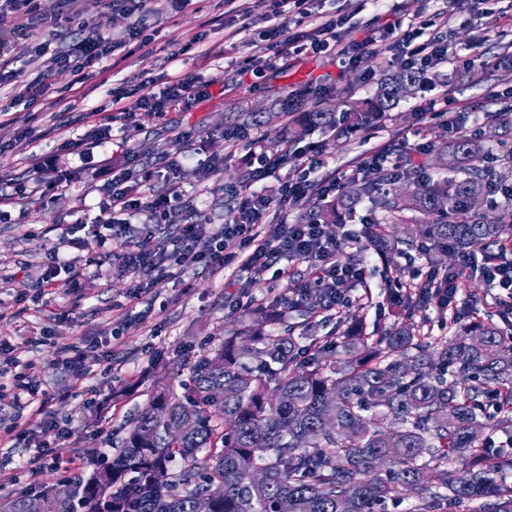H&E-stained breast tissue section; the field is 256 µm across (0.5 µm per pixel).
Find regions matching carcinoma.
I'll return each instance as SVG.
<instances>
[{
  "label": "carcinoma",
  "instance_id": "carcinoma-1",
  "mask_svg": "<svg viewBox=\"0 0 512 512\" xmlns=\"http://www.w3.org/2000/svg\"><path fill=\"white\" fill-rule=\"evenodd\" d=\"M418 82L398 69L368 108L343 119L363 125ZM307 128L343 133L335 114L319 109L304 114ZM489 128L512 131V109L491 115ZM435 143L438 176L405 158L401 175L414 189L376 195L375 181L354 184L315 206L320 222L338 223L368 197L403 226L400 236H368L389 267L402 247L422 249L421 236L440 254L499 242L512 232V210L476 209L472 198L512 187V146L501 145L494 169L483 143L464 133ZM324 298L291 288L243 307L244 326L190 362L184 392L157 391L126 423L112 457L86 478L40 491L47 512H196L203 496L212 512H384L405 498L413 512H512V458L483 436L486 428L512 435V327L478 320L442 340L408 318L374 338L353 314L338 321L333 341L315 334ZM296 310L307 316L301 327L288 322ZM258 469L267 475L262 485L250 478Z\"/></svg>",
  "mask_w": 512,
  "mask_h": 512
}]
</instances>
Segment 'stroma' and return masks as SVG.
<instances>
[{"label": "stroma", "mask_w": 512, "mask_h": 512, "mask_svg": "<svg viewBox=\"0 0 512 512\" xmlns=\"http://www.w3.org/2000/svg\"><path fill=\"white\" fill-rule=\"evenodd\" d=\"M251 10L254 31L267 27L264 6L256 0H239ZM412 16L444 10L448 23L442 34L449 56L469 58L480 54L481 63L472 67L473 79H453L452 65L441 64L437 73L448 76V112L419 117L417 109L437 96V89L420 86L393 110L357 132L333 139L331 132L311 129L293 136L286 120L272 118L254 126L267 153L287 154L282 175L292 173L300 152L311 141L325 144L327 170L345 172L352 164L368 157L373 148H402L432 141L435 133L455 136L471 130L475 119L512 106V75L490 70L505 45L512 43V0H316V11L342 18L337 29L342 44L363 36V22L386 15L392 7ZM154 16L143 26L151 39L148 49L119 48L102 59L100 67L80 76L65 75L45 79L34 101L15 102L18 85L37 76L23 48L28 39L64 47L51 28L43 27L32 37H24L12 24H0V44L12 47L13 67L18 82L0 86V182L22 188L31 157L38 156L64 167L79 170V188L84 200L71 193L58 194L46 203L33 202L25 211L0 209V500L37 491L53 484L58 473L46 469L30 472L26 461L31 451L25 443L9 444L8 428L28 432L31 440L52 447L65 456L89 460L112 452V438L124 422L137 414L149 398L158 374L167 384L180 389L188 379L185 363L214 337L238 328L241 311L235 303L257 302L283 294L287 282L306 283L313 278L307 262L288 266V279L275 271L237 281L229 274L188 272L176 276L161 292L133 296L135 278L114 263L99 264L93 245L73 250L82 273L75 286H68V271H61L64 287L55 294H39L36 283L46 264L52 243L76 223L92 224L105 189L99 172L102 159L123 164L122 150L136 153L138 168L152 170L157 155L177 159L175 182L186 200L201 210L206 222L198 229L199 246L219 234L230 205L224 188L239 183L246 168L247 146L236 152L224 148V130L243 112H266L277 108L287 97H297L303 108L318 104L336 114L353 112L371 99L381 80L392 71L390 54L384 43L374 44L356 67L340 68L329 56H304L288 71H267L265 77L239 79L240 62L252 60L261 67L263 60L253 46L254 31H238L224 0H192L179 9L175 0H153ZM209 48L200 57L201 48ZM192 74L210 82L209 99L189 110L173 106L158 121L141 119L136 101L144 94L162 95L174 76ZM122 92L124 118L112 124L108 142L78 157L71 141L94 125L99 115L111 113L114 92ZM191 130L189 147H182L176 135ZM188 149L190 160H182L181 149ZM222 159L221 168L201 177L199 161ZM369 201H361L342 223L328 224L324 235L347 252L361 253L365 265L363 285L344 283V291L365 296L362 313L367 331L388 329L400 321L398 307L391 298V283L383 262L367 247V227L384 223ZM398 276L409 281L429 268L458 270L456 284L458 313L500 322L487 285L466 273L469 265L482 261L481 250L468 256H428L414 250L397 256ZM79 346L92 374L76 377L60 362L63 347ZM37 382L53 394L54 422L43 424L31 410H18L11 403L16 386ZM96 391L95 403H86L85 388Z\"/></svg>", "instance_id": "stroma-1"}]
</instances>
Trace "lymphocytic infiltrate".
I'll return each instance as SVG.
<instances>
[{"label": "lymphocytic infiltrate", "mask_w": 512, "mask_h": 512, "mask_svg": "<svg viewBox=\"0 0 512 512\" xmlns=\"http://www.w3.org/2000/svg\"><path fill=\"white\" fill-rule=\"evenodd\" d=\"M311 0H274V24L265 30L262 41L274 57L287 59L302 56H336L340 66L355 65L376 42H389L392 51L391 62L397 67L410 70L418 76H425L429 68L447 62L448 46L435 36H425V29L436 26V17L415 22L395 17L385 27L366 24L365 35L360 41L345 46L339 45L336 30L341 22L329 17L319 23L311 33L285 34L287 24L302 25L309 18ZM104 11L100 20L93 22L94 38L80 37L73 28V13L44 18L34 12L19 17V27L32 31L47 25L60 38L69 40V49L50 52L48 45L32 42L26 50L31 62L37 63L41 76L76 73L94 67L119 42H133L137 47L148 46L143 36L142 20L150 13V0H103ZM121 12L132 17L133 22L123 32L122 38L112 34V15ZM207 84L180 79L173 83L166 95L156 97L145 95L138 102V108L149 117L163 116L166 108L174 102H191L207 97ZM325 165L323 150L319 143H308L301 162L294 174L278 179L281 169L279 157L261 151H250L249 167L245 172V190L228 188L226 194L232 203L231 218L225 222L220 235L214 237L210 249H197L192 229L200 223L201 214L193 205L184 201L174 185L172 175L175 166L169 155L156 158L155 168L160 171L167 192L155 194L148 185L149 178L134 168L121 169L112 176V187L99 207L92 233L99 249H106L110 236L135 238L137 229L156 228L174 233L176 247L163 248L133 247L123 254L121 264L138 279L142 290L162 288L170 269L180 271L200 270L203 272L233 270L237 273L259 274L274 267L279 261H306L314 269L312 287L325 289L327 308L343 312L351 304L340 285L349 281L362 283L364 269L360 263L351 262L343 249L328 247L324 241L322 224L310 220L303 224H263L262 219L271 207L285 210L306 200L312 184H320V199H327L340 186L335 175L323 174ZM277 178L275 190H268L269 178ZM74 175L41 158H34L30 169L31 195L38 200L69 190ZM486 285L496 290V299L504 313L512 315V259L503 252H488L479 267Z\"/></svg>", "instance_id": "lymphocytic-infiltrate-1"}]
</instances>
